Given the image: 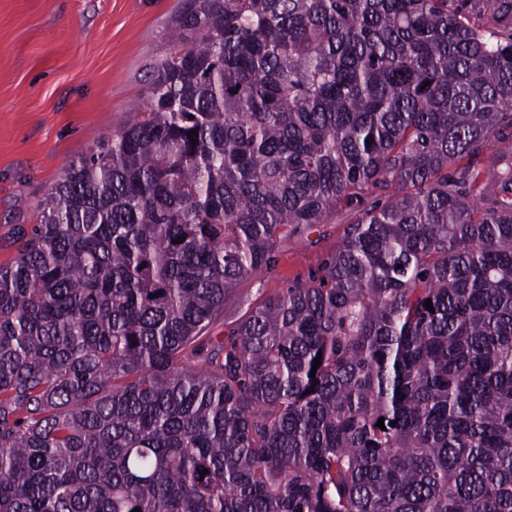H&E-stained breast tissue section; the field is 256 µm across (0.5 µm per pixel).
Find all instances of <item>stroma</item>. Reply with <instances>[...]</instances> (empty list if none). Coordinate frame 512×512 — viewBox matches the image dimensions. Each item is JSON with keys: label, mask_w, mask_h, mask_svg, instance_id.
I'll return each mask as SVG.
<instances>
[{"label": "stroma", "mask_w": 512, "mask_h": 512, "mask_svg": "<svg viewBox=\"0 0 512 512\" xmlns=\"http://www.w3.org/2000/svg\"><path fill=\"white\" fill-rule=\"evenodd\" d=\"M181 0H0V264L16 225L66 168L118 134L148 102L147 82L170 53ZM343 225L284 239L275 266L243 280L214 335L247 308L305 280L334 251Z\"/></svg>", "instance_id": "stroma-1"}]
</instances>
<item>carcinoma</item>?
I'll return each instance as SVG.
<instances>
[{"label": "carcinoma", "instance_id": "obj_1", "mask_svg": "<svg viewBox=\"0 0 512 512\" xmlns=\"http://www.w3.org/2000/svg\"><path fill=\"white\" fill-rule=\"evenodd\" d=\"M169 38L0 265V512H512V0H183ZM348 214L349 212L341 217L342 224H324L318 230L313 229L310 236L303 234L284 239L279 245L275 266L258 276L243 280L236 287L235 296L241 305L227 309L224 325H215L212 336L225 337V324L238 319L247 308L288 288L289 284L305 280L334 251L347 223L355 219L354 214Z\"/></svg>", "mask_w": 512, "mask_h": 512}]
</instances>
